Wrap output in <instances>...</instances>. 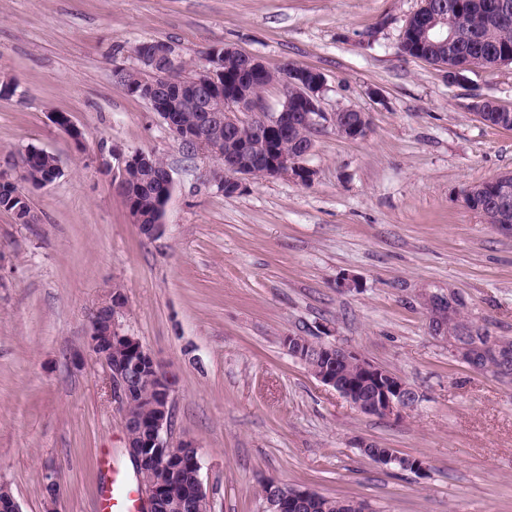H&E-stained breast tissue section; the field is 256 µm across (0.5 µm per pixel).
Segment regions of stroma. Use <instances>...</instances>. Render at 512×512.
<instances>
[{
    "mask_svg": "<svg viewBox=\"0 0 512 512\" xmlns=\"http://www.w3.org/2000/svg\"><path fill=\"white\" fill-rule=\"evenodd\" d=\"M422 0H0V164L28 148L61 174L31 189L40 217L0 211V485L21 512H97L100 459L133 468L89 318L120 288L126 330L167 368L170 445L194 443L213 512H263L274 481L365 501L372 512H512V375L473 369L430 325L432 297L512 342V224L463 203L512 171V65L446 70L400 40ZM188 63L228 44L273 72L326 78L322 110L370 116L366 137L319 128L312 178L252 179L230 197L204 180L149 103L116 79L139 41ZM70 115L75 147L51 121ZM162 157L175 181L162 236L144 237L99 169L110 150ZM297 335L360 353L407 381L416 405L359 412L291 357ZM423 459L376 464L359 442ZM473 110L477 112L480 118L488 125L504 127V128H512L511 119L508 122L505 121L503 125H501L500 121L496 118V114L498 112H511L503 110L493 99L483 98L479 99L473 104ZM482 112V114L478 113ZM512 114V112H511Z\"/></svg>",
    "mask_w": 512,
    "mask_h": 512,
    "instance_id": "1",
    "label": "stroma"
}]
</instances>
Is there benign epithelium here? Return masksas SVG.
Here are the masks:
<instances>
[{"instance_id":"benign-epithelium-1","label":"benign epithelium","mask_w":512,"mask_h":512,"mask_svg":"<svg viewBox=\"0 0 512 512\" xmlns=\"http://www.w3.org/2000/svg\"><path fill=\"white\" fill-rule=\"evenodd\" d=\"M411 39L415 42V51L420 52L429 45H439L450 51L455 44V32L448 28L446 14L428 5L417 10L406 23ZM224 54L234 56L240 63L239 73L244 80L265 76L267 67L255 56L239 52L232 46H224ZM180 54L175 45L165 42L162 47L139 58V66L151 75L146 99L166 124L170 133L182 144H191L199 152L217 161V166L209 171L207 181L219 192L240 190L242 181L252 177L256 167H267L271 177L288 176L300 181L312 177L305 160L312 153L314 144H309L299 153L274 152L268 150L269 130H277L286 138L298 123L304 122L314 127L321 126V121L329 119L336 132L349 139L364 137L370 127V117L366 112L344 109L326 117L322 112L321 102L326 89V79L322 72L301 67L286 70L283 84V102L277 112H266L251 89L227 83L226 91H221L224 83L223 61L218 58L196 70L194 88L184 94L168 87H159L157 82H172L179 64ZM193 106L200 119L197 126L187 129L181 126L179 111ZM231 112H252L258 128L253 137L239 141L229 148L219 138L221 122L231 120ZM54 125L69 133L75 143L83 142V132L62 112L51 113ZM114 162L101 164L102 171L111 176L114 183H119L145 162L147 155L141 151L112 153ZM490 182L497 185L496 203L500 214L498 219L508 223L506 212L509 199L512 198V184L500 177H493ZM157 198L161 211H166L174 192V180L167 171L157 178ZM124 313L120 300L108 296L93 312L87 336L89 353L103 363L109 374L112 398L122 410L126 448L130 459L136 465L140 507L142 512H159L165 498V488L150 477L151 468L161 459L177 462L173 448L164 437L171 416L170 395L171 380L164 366L144 349L139 339L124 330L119 318ZM458 313L453 302L444 308L433 311L432 326L439 333L448 332V318ZM120 342L134 356L139 357L150 367V381L153 390L158 393V400L153 402L154 414L147 423L148 435L135 439L132 430L138 427L130 414V402L133 391L129 383V366L127 361L112 355L113 343ZM284 346L288 354L302 363H307L311 350H316L322 358L331 362L314 372V376L324 385L336 390L353 407L365 414L380 416H398L416 401L415 390L403 379L390 370L381 367L361 354L339 346L314 343L303 336H287ZM363 453L373 462L395 466L402 470L415 472L425 469L423 461L402 455L390 448L374 449L367 442L359 444ZM311 490L294 488L284 494L266 501L268 512H292L309 497Z\"/></svg>"}]
</instances>
